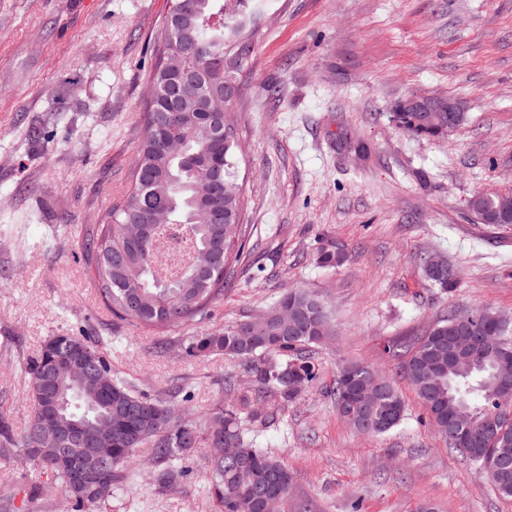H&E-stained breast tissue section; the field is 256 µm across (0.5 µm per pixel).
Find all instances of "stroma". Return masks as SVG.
<instances>
[{"instance_id":"stroma-1","label":"stroma","mask_w":512,"mask_h":512,"mask_svg":"<svg viewBox=\"0 0 512 512\" xmlns=\"http://www.w3.org/2000/svg\"><path fill=\"white\" fill-rule=\"evenodd\" d=\"M167 0H0V417L29 421L25 371L44 342L86 332L112 341V371L196 417L247 382L243 362L186 358L191 336L249 319L291 288L325 303L334 336L311 345L318 378L265 419L243 420L256 447L294 476L281 512H512L486 476L432 428L407 383L402 422L361 435L327 392L341 365L399 371L386 348L458 308L512 318V226L480 223L475 192H512V0H268L236 101L244 254L224 298L192 324L160 332L101 304L82 234L118 205L141 129L153 39ZM412 94L461 101L448 138L399 130ZM49 114L47 142L29 136ZM345 253L316 260L321 241ZM460 275L451 292L428 258ZM172 486L140 454L99 512H219L201 455ZM38 486L40 497L25 500ZM73 512L22 452L0 457V504ZM433 263H437L434 266ZM425 274L427 278L444 291L452 288L454 285V275L448 270V265L444 262L429 261L425 265Z\"/></svg>"}]
</instances>
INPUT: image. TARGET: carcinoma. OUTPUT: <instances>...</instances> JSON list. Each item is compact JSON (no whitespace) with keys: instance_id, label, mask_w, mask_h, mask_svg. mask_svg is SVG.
<instances>
[{"instance_id":"cac0c4a2","label":"carcinoma","mask_w":512,"mask_h":512,"mask_svg":"<svg viewBox=\"0 0 512 512\" xmlns=\"http://www.w3.org/2000/svg\"><path fill=\"white\" fill-rule=\"evenodd\" d=\"M265 0H169L167 15L182 14L179 26L164 23L158 36V54L150 91L145 102L142 135L136 148V166L131 186L123 200L108 210L97 232L83 243L85 258L94 264L98 293L105 308L115 317L147 329L178 328L207 313L224 296V282L234 262L241 257L242 198L237 182L240 158L236 124L232 110L224 113V143L212 145L198 139L209 120L208 108L224 98V53L233 52L243 43L238 70L230 72L240 81L247 67L252 42L245 36L259 31ZM179 53L183 67L209 71L210 81L185 93L178 116L170 119L157 133L156 112L164 93L161 81L169 60L168 50ZM394 118L404 131L417 137H444L467 120L464 112L452 113L438 127L414 124V113L396 112ZM216 192L224 203L229 221L211 224L205 204ZM157 210L167 214V223L153 225L150 237L128 240L122 225L149 218ZM473 214L487 224L512 225V210L504 211L498 194H477L472 200ZM184 237L190 251L175 257L160 247L169 237ZM345 259L342 251L329 242L317 252V262L337 266ZM427 278L442 290L454 285V275L444 262L425 265ZM288 306L296 335L282 338L275 346L264 343L278 333L280 309ZM334 335L323 302L313 293L290 288L278 303L260 319L249 318L191 338L184 352L189 357L209 358L222 354L243 360L248 373L258 376L254 393L241 392L238 407L218 404L208 413L209 425L203 429L186 418V408L170 401L152 399L139 393L118 376L101 386L87 378L59 376L46 368L43 353L27 365V397L31 418L46 412L58 424L69 421L94 422L106 412L120 413L128 401H138L147 410L144 418H125L120 437L112 442L116 451L104 465L108 487L74 499L79 509L94 510L112 496V487L124 479V466L139 450L151 461L165 466L161 484L174 477L171 463L186 452L202 450L211 473L209 491L221 512H259L254 493L269 474L286 475L287 498L293 476L277 456L256 448L240 427V414L252 418L264 416L257 394L273 392L288 403L318 377L319 368L309 354V346ZM65 340L85 347L95 356V364L112 372L109 354L87 336H65ZM401 360L400 377L421 400L429 421L438 428L456 406L467 412V443L456 446L448 434V446L473 465L481 467L487 459L498 461L493 485L506 498H512V424L508 434L491 440L504 406L512 408V378L495 377L500 354L512 357V319L485 308L453 311L417 334L403 350L386 348ZM366 411L382 427L375 436L389 433L405 416V402L396 385L385 374H378V384L364 387ZM48 436L34 438L32 425L16 438L8 423L0 420V455L18 448L24 453L33 448H53ZM36 463L49 469L70 492L72 470L64 463Z\"/></svg>"}]
</instances>
